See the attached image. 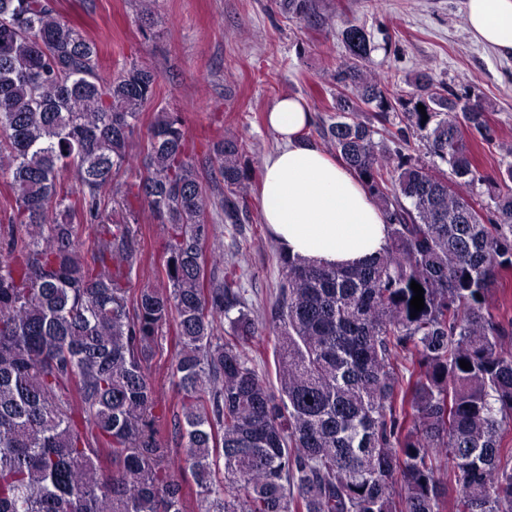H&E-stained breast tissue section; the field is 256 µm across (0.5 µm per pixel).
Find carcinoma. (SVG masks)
Wrapping results in <instances>:
<instances>
[{"label": "carcinoma", "mask_w": 512, "mask_h": 512, "mask_svg": "<svg viewBox=\"0 0 512 512\" xmlns=\"http://www.w3.org/2000/svg\"><path fill=\"white\" fill-rule=\"evenodd\" d=\"M284 8L321 20L315 0ZM339 35L348 57L318 132L384 213L388 241L355 267L280 251L258 322L243 306L248 265L224 262L208 220L244 221L256 173L243 144L214 145V200L181 118L158 111L144 173L105 199L133 165L156 74L131 63L104 78L97 44L54 0H0V178L14 199L0 224V512H512V316L493 295L512 270V162L480 168L481 100L462 106L419 71L404 102L367 71V31ZM399 103L404 125L380 136L374 122ZM414 137L449 171L407 153ZM476 184L485 208L469 201ZM130 195L167 235L157 285L131 287ZM170 324L172 414L151 372ZM270 336L273 379L248 353Z\"/></svg>", "instance_id": "cac0c4a2"}]
</instances>
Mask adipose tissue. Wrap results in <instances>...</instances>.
Wrapping results in <instances>:
<instances>
[{
  "instance_id": "ef3b65f1",
  "label": "adipose tissue",
  "mask_w": 512,
  "mask_h": 512,
  "mask_svg": "<svg viewBox=\"0 0 512 512\" xmlns=\"http://www.w3.org/2000/svg\"><path fill=\"white\" fill-rule=\"evenodd\" d=\"M474 40L512 57V0H466ZM313 114L295 96L281 97L267 116L280 146L264 161L260 210L290 255L323 265H355L387 243L388 227L355 174L306 139Z\"/></svg>"
}]
</instances>
